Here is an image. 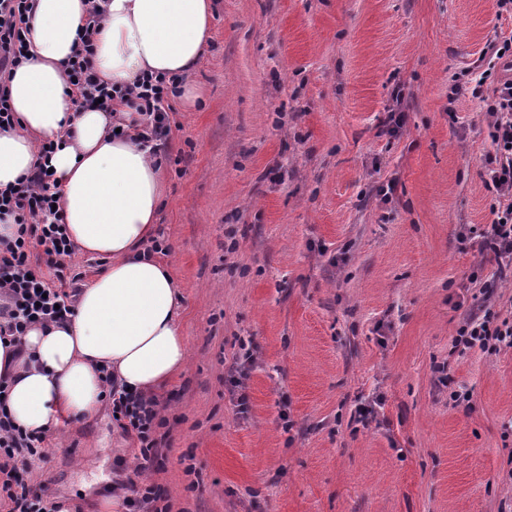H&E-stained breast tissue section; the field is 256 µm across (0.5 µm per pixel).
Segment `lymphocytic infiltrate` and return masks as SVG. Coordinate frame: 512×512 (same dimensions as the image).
<instances>
[{
	"label": "lymphocytic infiltrate",
	"instance_id": "lymphocytic-infiltrate-1",
	"mask_svg": "<svg viewBox=\"0 0 512 512\" xmlns=\"http://www.w3.org/2000/svg\"><path fill=\"white\" fill-rule=\"evenodd\" d=\"M33 7V0H0V123L10 128L17 119L9 105L7 80L26 57ZM105 20L101 0H85L84 25L67 64L72 101L79 108L97 103L108 112L122 105L136 106L144 114L136 136L165 145L171 133L169 97L175 94L178 80L154 73L123 86L102 80L92 57L95 37ZM482 60L484 70L457 83L453 92L470 94L485 109L492 149L483 158V168L493 220L481 248L491 252L499 265L512 268V40L489 45ZM54 151V143L38 142L34 168L16 184L0 189V218H12L16 226L12 236L0 237L1 337L23 336L33 323L61 321L83 279L79 272L64 273V261L74 246L53 209L59 187L48 172V161ZM454 346L494 353L512 349V317L482 306L460 325ZM108 397L113 420L139 444L132 474L121 484L127 493L125 505L133 512H159L153 487L138 485L137 480L153 471L162 455L155 436L164 424L160 402L154 396H131L113 388ZM45 441V433L15 426L0 407V512H56L45 487L23 480L24 473L47 460Z\"/></svg>",
	"mask_w": 512,
	"mask_h": 512
}]
</instances>
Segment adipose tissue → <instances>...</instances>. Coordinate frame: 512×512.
I'll list each match as a JSON object with an SVG mask.
<instances>
[{
  "label": "adipose tissue",
  "mask_w": 512,
  "mask_h": 512,
  "mask_svg": "<svg viewBox=\"0 0 512 512\" xmlns=\"http://www.w3.org/2000/svg\"><path fill=\"white\" fill-rule=\"evenodd\" d=\"M104 7L94 66L112 85L150 72L187 75L206 51L211 0H106ZM84 15V0H34L27 58L8 83L19 124L0 131V188L32 170L37 140L56 142L51 166L69 237L78 254L111 260L83 288L72 316L30 325L20 343L0 341V403L29 432L97 415L109 376L131 392H154L188 357L181 295L145 251L166 198L161 162L138 141L110 135L108 112L75 109L67 94L65 65Z\"/></svg>",
  "instance_id": "adipose-tissue-1"
}]
</instances>
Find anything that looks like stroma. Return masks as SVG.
Returning <instances> with one entry per match:
<instances>
[{"label":"stroma","instance_id":"stroma-1","mask_svg":"<svg viewBox=\"0 0 512 512\" xmlns=\"http://www.w3.org/2000/svg\"><path fill=\"white\" fill-rule=\"evenodd\" d=\"M212 4L199 98L170 100L157 232L189 357L158 393L167 452L145 483L170 512H512V350L452 347L494 265L478 247L485 112L450 95L512 15L497 0ZM47 443L27 482L76 512H102L138 452L107 409Z\"/></svg>","mask_w":512,"mask_h":512}]
</instances>
